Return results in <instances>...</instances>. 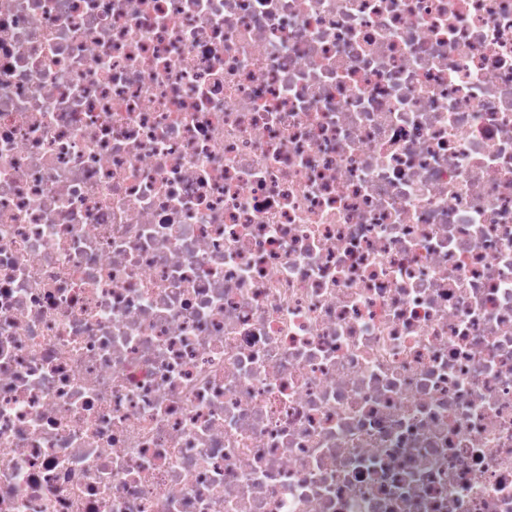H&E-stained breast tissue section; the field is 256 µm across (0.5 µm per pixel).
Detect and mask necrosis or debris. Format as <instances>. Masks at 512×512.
<instances>
[{
  "label": "necrosis or debris",
  "mask_w": 512,
  "mask_h": 512,
  "mask_svg": "<svg viewBox=\"0 0 512 512\" xmlns=\"http://www.w3.org/2000/svg\"><path fill=\"white\" fill-rule=\"evenodd\" d=\"M0 512H512V0H0Z\"/></svg>",
  "instance_id": "necrosis-or-debris-1"
}]
</instances>
